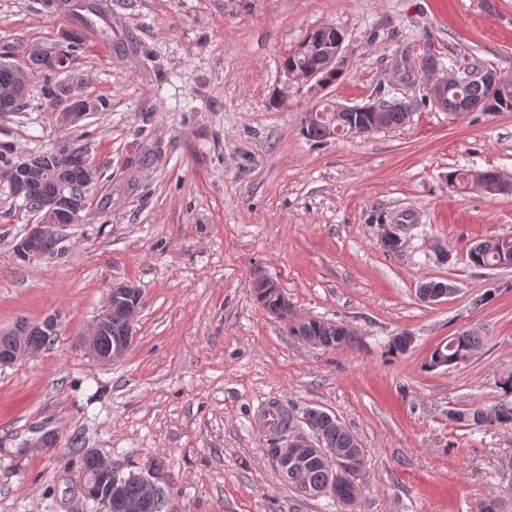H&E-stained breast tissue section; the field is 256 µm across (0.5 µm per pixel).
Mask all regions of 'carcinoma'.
I'll return each instance as SVG.
<instances>
[{
  "instance_id": "obj_1",
  "label": "carcinoma",
  "mask_w": 512,
  "mask_h": 512,
  "mask_svg": "<svg viewBox=\"0 0 512 512\" xmlns=\"http://www.w3.org/2000/svg\"><path fill=\"white\" fill-rule=\"evenodd\" d=\"M324 45L310 41L303 50L287 56L282 67L290 71L316 70L321 67L324 56ZM444 66L441 57L423 54L419 64L423 86L426 94L421 101L431 97L432 75L436 68ZM479 68L467 67L463 73L453 82L448 83L440 91L445 103V109L450 112L463 110L472 112H512V80H503L495 86L487 84L478 77ZM19 64L0 62V93L17 85ZM379 109L384 116L385 126L394 128L403 125L409 118V113L397 109L395 100H380ZM323 117L317 121L305 115L302 121V132L305 137L316 143L326 141V130L332 126L336 129L352 125L371 124L369 112H338L333 105H325L321 110ZM73 151L62 147L50 153H38L34 155L32 170L24 176L25 193L23 199L27 205L36 208L57 193L58 182L65 183L66 187L81 195L85 194L88 187L96 180V170L93 166H82L71 160ZM512 255V246L507 238L500 237L492 241L480 242L468 250L469 261L478 267L491 268L498 264L502 257ZM256 300L264 310L278 317L283 315L282 295L269 292L264 284L253 286ZM288 333L297 336L307 342L314 339L316 345L329 349H342L350 345V340L344 334V328L337 323H331L312 319L307 324L296 327L289 326ZM128 326L123 310L112 307L109 317V326L103 336L101 345L108 348L126 340ZM482 344V338L470 330L455 334L448 342L433 350L427 361V368L436 369V361L439 358L445 360L448 365H458L465 362L477 351ZM452 419L457 423L476 428H491L507 422H512V404H501L491 411L481 407L458 410L454 412ZM303 423L309 427L312 433L311 443L313 447L300 449V454L306 459L307 480L314 488L325 485L327 473L331 465L321 457L322 448H339L347 454H353L364 458L363 450L355 434L342 423L332 418V415L320 410L309 409L302 417ZM273 428L287 435L299 428L297 418L292 411L283 406H277L276 422ZM84 468L99 482L112 483V477L102 471L96 458L82 455ZM108 512H157L151 498L146 494L142 486L135 481L120 483L112 488V496L109 499Z\"/></svg>"
}]
</instances>
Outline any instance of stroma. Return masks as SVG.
I'll list each match as a JSON object with an SVG mask.
<instances>
[{
	"mask_svg": "<svg viewBox=\"0 0 512 512\" xmlns=\"http://www.w3.org/2000/svg\"><path fill=\"white\" fill-rule=\"evenodd\" d=\"M54 0H0V57L72 50L0 115L19 156L61 143L103 175L61 250L21 259L34 212L0 181V329L57 319L54 341L0 367V512H93L79 450L161 486L164 512H341L296 492L255 416L318 408L365 452L357 512H470L512 497V424L450 411L512 403V269L473 266L472 245L512 236V195L454 189L450 172L512 180V112L422 106L397 128L324 143L301 122L378 91L414 100L427 45L455 65L512 78V0H105L101 17H57ZM324 25L343 32V74L271 106L281 62ZM67 87L54 102L49 89ZM96 110L70 123L73 102ZM401 239L385 251L381 236ZM295 312L357 335L315 348L257 302L255 273ZM426 281L450 286L436 303ZM141 291L126 355L104 364L76 342L113 285ZM483 305H476V298ZM484 338L468 362L430 371L440 343ZM403 355L384 353L398 334ZM58 447L37 448L44 431Z\"/></svg>",
	"mask_w": 512,
	"mask_h": 512,
	"instance_id": "obj_1",
	"label": "stroma"
}]
</instances>
